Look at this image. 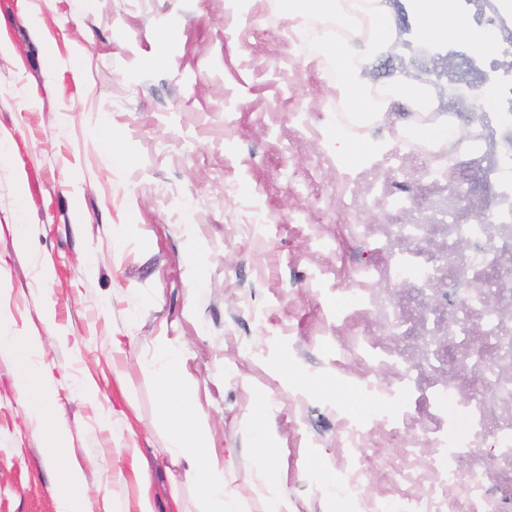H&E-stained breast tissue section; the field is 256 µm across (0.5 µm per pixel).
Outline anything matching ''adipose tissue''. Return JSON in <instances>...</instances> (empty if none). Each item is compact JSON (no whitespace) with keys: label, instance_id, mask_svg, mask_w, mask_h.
Listing matches in <instances>:
<instances>
[{"label":"adipose tissue","instance_id":"ef3b65f1","mask_svg":"<svg viewBox=\"0 0 512 512\" xmlns=\"http://www.w3.org/2000/svg\"><path fill=\"white\" fill-rule=\"evenodd\" d=\"M419 31L430 39L460 41L478 55L488 56L495 50L489 33L472 25L453 10L449 0H411ZM317 53L335 63L340 74L338 90L347 107L367 112L370 100L365 91L364 64L350 41L322 35ZM9 356L18 371V399L25 407L28 420L39 439L44 457L57 461L66 445V433L59 422L62 407L49 400L53 375L44 361L45 340L25 331L10 329L0 335V356ZM158 394V413L166 427L173 451L187 466V476L207 512H238L224 492V469L217 463V448L201 424L194 391L186 378L181 348L160 346L149 364Z\"/></svg>","mask_w":512,"mask_h":512}]
</instances>
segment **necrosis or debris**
<instances>
[{"label":"necrosis or debris","mask_w":512,"mask_h":512,"mask_svg":"<svg viewBox=\"0 0 512 512\" xmlns=\"http://www.w3.org/2000/svg\"><path fill=\"white\" fill-rule=\"evenodd\" d=\"M489 137L479 121L449 139L447 154H425L429 164L447 161L446 193L415 223L377 232L361 220L365 205L405 208L414 179L389 183L370 165L336 166L335 193L355 202L341 233L370 252L337 272L329 308L336 378L365 406L336 404V445L351 451L336 472L352 512H512V153L496 152ZM468 172L492 195L487 208L459 192ZM439 213L447 223H436ZM410 279L424 294L408 314L378 286ZM446 281L452 302L431 304L428 290ZM378 435L396 446L381 462L392 489L380 499L369 492L374 470L364 452Z\"/></svg>","instance_id":"necrosis-or-debris-1"}]
</instances>
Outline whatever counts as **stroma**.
<instances>
[{"instance_id":"1","label":"stroma","mask_w":512,"mask_h":512,"mask_svg":"<svg viewBox=\"0 0 512 512\" xmlns=\"http://www.w3.org/2000/svg\"><path fill=\"white\" fill-rule=\"evenodd\" d=\"M177 26L178 40L166 39ZM285 0H0V286L15 328L62 343L48 347L52 400L64 407L66 450L43 458L17 397L12 363L0 358V512H55L59 469L84 473L81 512H199L194 488L167 452L151 375L159 340L179 343L203 423L227 467L226 493L242 512H266V482L293 512H331L339 423L328 393L336 367L324 352V303L312 273L336 269L361 246L320 252L312 243L347 223L353 202L334 192L336 172L317 163L336 116L295 126L336 85L289 42ZM58 59L54 73L43 44ZM371 92L404 71L424 75L446 51L454 71L478 81L482 57L459 42L415 44L388 58L363 45ZM398 100L367 133L390 141L415 123ZM116 134L122 159L101 150ZM385 167L420 186L411 207L376 210L379 224H408L427 207L423 159ZM24 191L26 209L12 205ZM122 227L113 237V227ZM28 244L17 247V229ZM200 256L201 270L190 265ZM319 372L315 388L283 370ZM316 437L318 447L308 445ZM270 466L255 460L264 438ZM151 482L141 489L140 469Z\"/></svg>"}]
</instances>
